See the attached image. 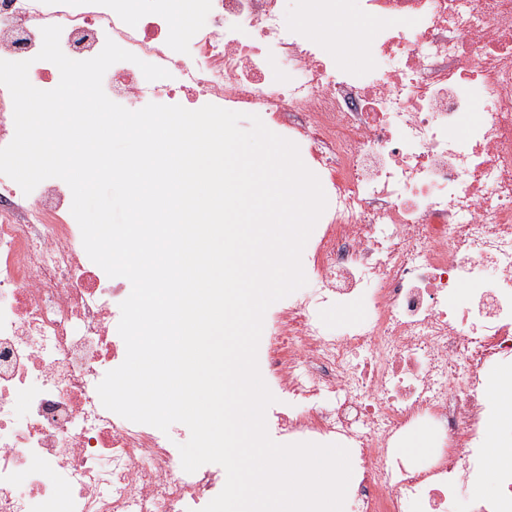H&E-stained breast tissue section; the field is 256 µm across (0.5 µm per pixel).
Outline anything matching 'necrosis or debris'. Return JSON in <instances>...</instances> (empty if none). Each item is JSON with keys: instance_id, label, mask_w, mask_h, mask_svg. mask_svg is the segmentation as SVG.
Wrapping results in <instances>:
<instances>
[{"instance_id": "1", "label": "necrosis or debris", "mask_w": 512, "mask_h": 512, "mask_svg": "<svg viewBox=\"0 0 512 512\" xmlns=\"http://www.w3.org/2000/svg\"><path fill=\"white\" fill-rule=\"evenodd\" d=\"M170 0L130 16L125 0H0V59H39L58 25L74 59L106 40L161 66L150 81L112 66V99L258 115L299 142L325 175L327 208L312 257L314 295L290 308L270 370L294 401L293 440L356 447L346 498L355 512H427L482 483L469 512H512V472L486 465L497 417L486 393L512 365V0H359L382 35L362 72L340 70L322 35L284 17V0ZM481 101L486 118L456 135ZM70 188L31 193L0 175V512H201L224 472H185L167 437L103 407L97 386L126 348L125 289L88 257ZM467 301L451 305L460 289ZM366 315L337 332L312 302ZM433 440L424 465L400 451Z\"/></svg>"}]
</instances>
